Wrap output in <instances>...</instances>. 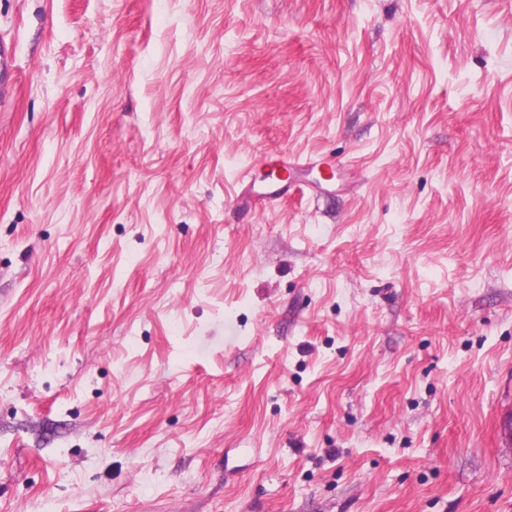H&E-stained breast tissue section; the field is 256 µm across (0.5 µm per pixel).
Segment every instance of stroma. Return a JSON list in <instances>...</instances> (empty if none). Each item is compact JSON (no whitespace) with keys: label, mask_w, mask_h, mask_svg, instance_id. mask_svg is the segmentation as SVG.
I'll list each match as a JSON object with an SVG mask.
<instances>
[{"label":"stroma","mask_w":512,"mask_h":512,"mask_svg":"<svg viewBox=\"0 0 512 512\" xmlns=\"http://www.w3.org/2000/svg\"><path fill=\"white\" fill-rule=\"evenodd\" d=\"M0 35V512H512V0Z\"/></svg>","instance_id":"35a3bbf8"}]
</instances>
